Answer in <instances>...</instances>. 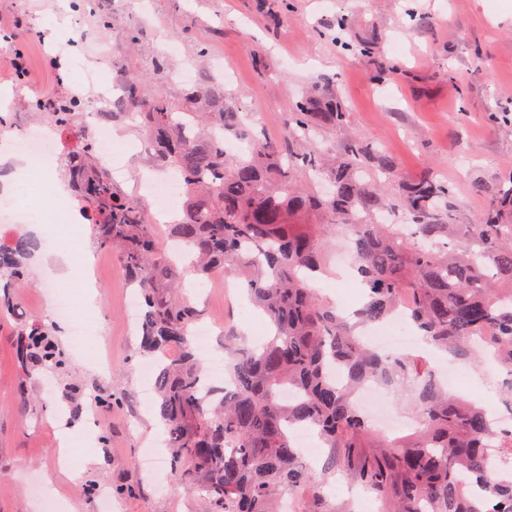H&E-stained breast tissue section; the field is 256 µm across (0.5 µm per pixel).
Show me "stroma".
Here are the masks:
<instances>
[{
	"label": "stroma",
	"mask_w": 512,
	"mask_h": 512,
	"mask_svg": "<svg viewBox=\"0 0 512 512\" xmlns=\"http://www.w3.org/2000/svg\"><path fill=\"white\" fill-rule=\"evenodd\" d=\"M279 4L123 0L115 24L136 25L130 43L99 23L113 14L114 0L82 10L73 0H0V49L23 48L34 87L73 91L90 102L95 84L111 83L113 75L152 79L155 59H164L175 79L192 68L191 81L165 88L175 104L200 85L222 87L241 105L246 125L272 141L284 137L301 92L325 86L340 95L351 123L321 128L316 149L338 153L360 135L385 146L403 176L433 167L453 188L448 205L457 223H473L491 189L512 173V0H292L286 15ZM342 15L351 20L344 31L336 26ZM366 41L374 46L368 58L358 51ZM384 66L396 67L397 76L375 80ZM121 112L101 126L113 155L123 159L113 185L141 200L150 181L167 173L135 150L142 136L136 107ZM31 229L43 245L16 298L30 315L47 319L44 282L67 291L80 278L63 277L56 264L69 247L46 210L32 218ZM82 248L100 284L101 332L65 345L70 374L83 388L79 420L58 418L69 407L64 380L50 394L34 387L37 401L21 403L26 381L16 359L14 320L0 316V512H49L27 493L36 482L54 494L50 512H104L100 499L87 494L91 484L111 491L119 512H197L196 495L169 478L154 402L143 394L151 380L140 370L138 331L126 312L133 289L120 258L87 240ZM197 302L207 317L233 320L241 335L266 330L247 303H227L221 280H209ZM107 394L120 405L102 406ZM105 429L111 436L104 443L99 435ZM66 436L83 440L72 465L60 460Z\"/></svg>",
	"instance_id": "obj_1"
}]
</instances>
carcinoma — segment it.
<instances>
[{
  "mask_svg": "<svg viewBox=\"0 0 512 512\" xmlns=\"http://www.w3.org/2000/svg\"><path fill=\"white\" fill-rule=\"evenodd\" d=\"M146 92L138 78L123 84L127 102ZM74 97L42 113L50 127L74 131L82 108ZM206 105L192 112L158 91L139 113L156 156L180 176L185 203L167 230L181 255L166 250L140 202L113 188L93 140L62 157L92 246L119 253L140 298V352L155 367L172 479L200 494L203 512H276L286 493L301 496L302 512H352L313 484L286 431L310 426L324 445L323 468L374 495L382 512H512V479H500L487 461L491 441L512 458V429L490 431L488 410L449 391L418 356L380 352L360 336L405 301L427 345L509 375L495 391L512 409V176L476 223L450 224L440 204L452 187L435 169L397 178L393 156L361 136L336 157L310 148L320 127L351 123L327 90L315 86L295 102L283 143L251 135L237 104L215 88ZM229 137L246 143L245 152L228 154ZM385 209L406 214L413 239L374 222ZM341 226L353 236L364 288L354 322L308 282L326 265L321 239ZM40 247L29 235L0 243V313L16 321L18 361L34 381L68 372L57 327L28 321L10 293ZM216 270L242 285L270 335L252 346L224 336L231 391L207 397L193 340L201 310L184 282L191 276L202 287ZM369 382L411 402L419 419L412 435L388 440L374 430L354 401ZM285 388L299 397L283 402Z\"/></svg>",
  "mask_w": 512,
  "mask_h": 512,
  "instance_id": "obj_1",
  "label": "carcinoma"
}]
</instances>
